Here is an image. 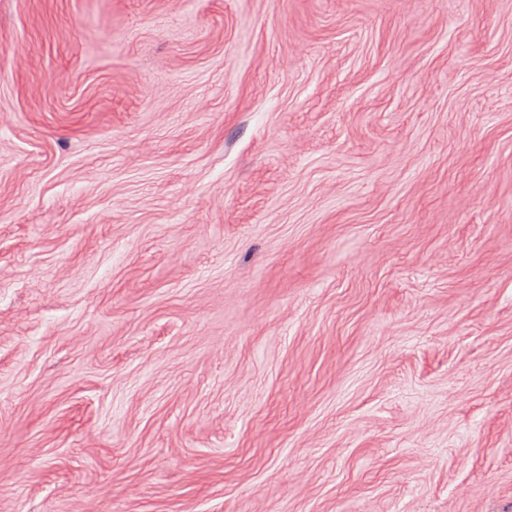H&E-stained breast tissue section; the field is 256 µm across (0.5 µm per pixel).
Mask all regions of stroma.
Wrapping results in <instances>:
<instances>
[{"label": "stroma", "instance_id": "35a3bbf8", "mask_svg": "<svg viewBox=\"0 0 512 512\" xmlns=\"http://www.w3.org/2000/svg\"><path fill=\"white\" fill-rule=\"evenodd\" d=\"M0 512H512V0H0Z\"/></svg>", "mask_w": 512, "mask_h": 512}]
</instances>
